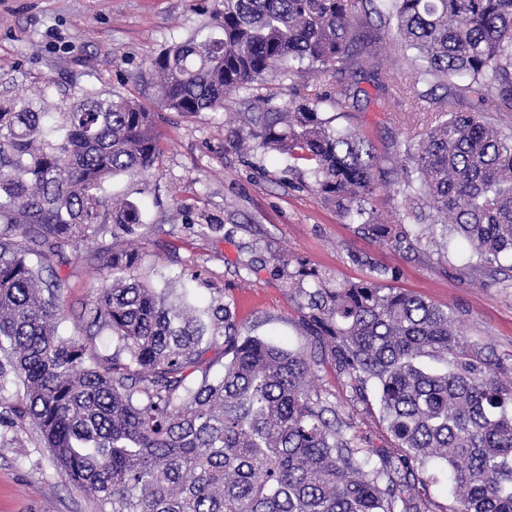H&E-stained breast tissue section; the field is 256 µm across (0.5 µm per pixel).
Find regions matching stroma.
Returning <instances> with one entry per match:
<instances>
[{"label":"stroma","instance_id":"obj_1","mask_svg":"<svg viewBox=\"0 0 512 512\" xmlns=\"http://www.w3.org/2000/svg\"><path fill=\"white\" fill-rule=\"evenodd\" d=\"M210 0H0V101L22 98L61 112L89 91H107L149 103L135 76L168 43L188 35ZM381 92L370 91L337 124L366 137L378 158L379 188L373 206L395 222L402 151L424 137L431 113L414 97L391 117ZM230 117L204 112L188 118L159 112L162 152L138 178L118 177L105 191L135 201L146 223V257L138 276L197 304L211 298L233 303L242 333L286 348L319 353L309 321L301 267L317 269L327 285L359 280L370 265L397 270L396 287L456 312L458 333L480 344L512 378V259L494 275L466 274L470 248L448 239L435 248L397 247L364 235L334 204L311 188L308 177L289 171L274 154H243L226 142ZM128 240L104 237L91 248L67 250L58 266L63 280L62 334L88 332L83 312L91 288L105 279V258ZM318 386L340 407L341 418L367 437L371 448L388 447L377 405L353 400L346 378L321 367ZM0 445V512H95L94 504L57 472L47 449L30 430L15 428Z\"/></svg>","mask_w":512,"mask_h":512}]
</instances>
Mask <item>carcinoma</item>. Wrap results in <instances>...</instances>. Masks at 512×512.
Masks as SVG:
<instances>
[{"instance_id": "1", "label": "carcinoma", "mask_w": 512, "mask_h": 512, "mask_svg": "<svg viewBox=\"0 0 512 512\" xmlns=\"http://www.w3.org/2000/svg\"><path fill=\"white\" fill-rule=\"evenodd\" d=\"M374 14L397 34L407 89L441 114L404 149L399 224L374 215L370 141L323 117L347 113L349 84L263 99L237 113L227 144L307 162L316 192L374 239L399 241L409 224L430 247L439 229L468 243L472 273L490 271L512 256V122L486 108L491 95L512 112V0H212L207 21L136 80L188 117L231 109L272 71L328 81L362 68L386 92L394 73ZM156 118L97 91L51 118L24 99L0 104V389L22 395L0 405V426L28 425L97 512H436L418 490L431 466L448 474V512H512V382L458 335L452 310L392 288L385 267L334 288L301 276L324 355L355 398L374 384L397 455L369 453L339 418L313 384L323 360L241 335L228 302L198 308L140 280L139 248L108 255L89 334H58L61 280L44 273L106 234L144 237L139 207L102 188L154 166ZM103 331L126 359L96 353ZM213 350L228 358L217 380Z\"/></svg>"}]
</instances>
